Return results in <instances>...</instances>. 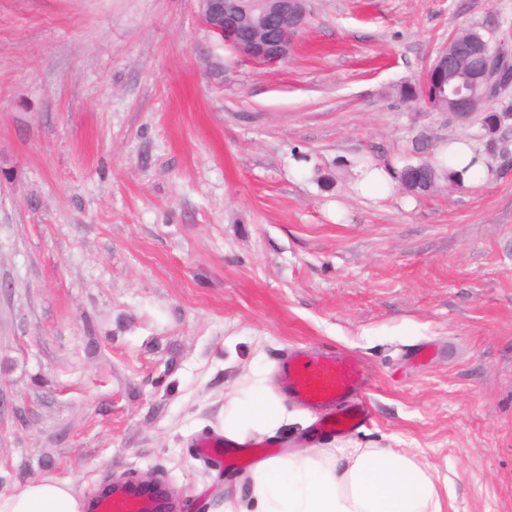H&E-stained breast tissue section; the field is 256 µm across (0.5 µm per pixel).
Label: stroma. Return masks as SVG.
Returning a JSON list of instances; mask_svg holds the SVG:
<instances>
[{"label": "stroma", "mask_w": 512, "mask_h": 512, "mask_svg": "<svg viewBox=\"0 0 512 512\" xmlns=\"http://www.w3.org/2000/svg\"><path fill=\"white\" fill-rule=\"evenodd\" d=\"M308 10L269 67L197 0H0V494L149 476L216 512L270 444L412 448L447 512H512V166L376 201L353 176L424 137L484 149L389 91L459 28L512 45V0ZM322 346L366 365L365 426L316 436L290 404L235 468L192 446Z\"/></svg>", "instance_id": "1"}]
</instances>
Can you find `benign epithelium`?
Wrapping results in <instances>:
<instances>
[{
    "mask_svg": "<svg viewBox=\"0 0 512 512\" xmlns=\"http://www.w3.org/2000/svg\"><path fill=\"white\" fill-rule=\"evenodd\" d=\"M207 28L234 52L273 66L291 55L305 27L307 0H198ZM436 59L448 71V118L467 120L512 86V50L475 32L452 35Z\"/></svg>",
    "mask_w": 512,
    "mask_h": 512,
    "instance_id": "benign-epithelium-1",
    "label": "benign epithelium"
}]
</instances>
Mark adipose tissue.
<instances>
[{"mask_svg":"<svg viewBox=\"0 0 512 512\" xmlns=\"http://www.w3.org/2000/svg\"><path fill=\"white\" fill-rule=\"evenodd\" d=\"M471 143L439 144L437 164L452 167L469 185L484 172ZM284 408L265 387L233 400L224 433H264L277 428ZM251 512H446L447 505L425 466L404 448H338L328 453L297 452L257 462L252 470ZM73 486L51 477L0 494V512H83Z\"/></svg>","mask_w":512,"mask_h":512,"instance_id":"ef3b65f1","label":"adipose tissue"}]
</instances>
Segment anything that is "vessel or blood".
<instances>
[{
  "instance_id": "vessel-or-blood-1",
  "label": "vessel or blood",
  "mask_w": 512,
  "mask_h": 512,
  "mask_svg": "<svg viewBox=\"0 0 512 512\" xmlns=\"http://www.w3.org/2000/svg\"><path fill=\"white\" fill-rule=\"evenodd\" d=\"M369 375L359 357L348 351H326L318 356L297 355L283 368L287 400L319 411L327 429L349 433L369 418L365 392ZM162 487L136 482L112 486L94 504V512H166Z\"/></svg>"
}]
</instances>
